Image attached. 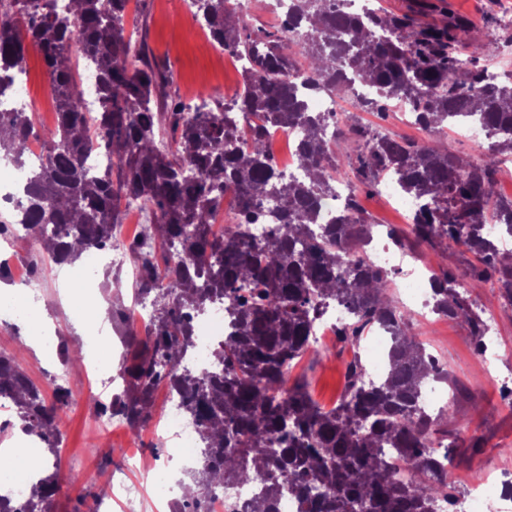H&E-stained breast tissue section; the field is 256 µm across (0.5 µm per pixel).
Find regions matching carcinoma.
<instances>
[{
  "label": "carcinoma",
  "instance_id": "obj_1",
  "mask_svg": "<svg viewBox=\"0 0 512 512\" xmlns=\"http://www.w3.org/2000/svg\"><path fill=\"white\" fill-rule=\"evenodd\" d=\"M128 2L0 0V97L12 93L31 43L42 51L58 108L55 128L41 136L45 157L20 211L0 221V230L23 226L64 264L116 242L121 200L156 217L134 249L136 287L152 296L155 313L141 332L126 326L132 346L121 369L125 387L103 414L136 429L150 419L161 382L179 394L202 450L194 470L200 489L176 502L174 512H200L214 489L254 480L263 482L264 495L244 512H274L285 490L304 512H434L440 499L455 503L445 475L455 445L441 438L427 445L440 433L442 413L420 405L423 388L448 382V371L410 332L414 316L389 293L388 273L369 260L376 225L361 215L353 190L336 204L333 221L321 225V206L338 198L336 182L344 179L336 141L345 133L329 132V116L309 111L307 98L332 92L363 112L403 104L430 135L485 128L491 143L480 164L360 124L348 134L361 182L377 189L390 181L414 203L415 242L438 257L450 243L465 248L481 264L477 275L512 303V260L501 249L512 239V199L495 188L500 155L512 154V72L489 83L481 65L499 45L468 40L461 17L421 27L367 4L346 10L344 0H269L271 12L286 10L285 23L251 33L239 28L230 0H190L213 41L246 62L242 91L231 101L191 105L168 95L172 75L154 70L144 45L125 34ZM73 56L95 79L90 101L78 89ZM278 129L303 132L298 177L278 170L269 147ZM34 131L31 113L0 111V159L25 164ZM162 132L172 139L167 150L156 144ZM95 143L112 165H86ZM229 195L237 214L218 237L210 226ZM267 197L277 202L271 213L279 224L257 240L249 225L264 217ZM458 288L453 272L439 267L430 310L466 322L481 353L482 317ZM216 300L224 301L232 327L214 353L222 370L178 372L193 345L190 312ZM334 301L350 312L340 329L346 342L356 343L373 322L394 329V345L380 383H367L354 360L345 395L327 410L305 381L289 376L314 322ZM0 396L16 407L21 429L56 454L69 389L56 385L54 401L46 402L14 352L0 355ZM412 461L418 469L400 481L396 465ZM57 485V472L42 476L15 512H44Z\"/></svg>",
  "mask_w": 512,
  "mask_h": 512
}]
</instances>
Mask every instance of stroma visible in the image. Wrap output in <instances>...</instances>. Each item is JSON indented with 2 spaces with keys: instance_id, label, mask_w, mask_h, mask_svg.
Masks as SVG:
<instances>
[{
  "instance_id": "stroma-1",
  "label": "stroma",
  "mask_w": 512,
  "mask_h": 512,
  "mask_svg": "<svg viewBox=\"0 0 512 512\" xmlns=\"http://www.w3.org/2000/svg\"><path fill=\"white\" fill-rule=\"evenodd\" d=\"M387 13L414 17L424 26L447 22L449 14L470 19L469 35L473 40H505L498 22L512 14V0H373ZM127 34L143 41L150 61L158 68L171 71L168 88L172 97L187 103L201 98L224 101L233 99L242 89V76L234 57L216 46L199 22L185 12L182 0H138L126 15ZM339 122L348 127L361 124L379 129L392 137L416 140L424 131L412 125L404 110L389 108L383 115L359 112L349 103L338 102ZM346 184L357 188L366 217L376 224L404 225L402 211L385 192L360 188L355 170H348ZM446 263L457 275L462 294L473 306L494 312L499 325L495 346L486 356L475 350V339L465 323L431 316L429 322L414 321L411 332L435 355L463 389L448 415L440 422L441 430L455 438L458 447L451 457L448 481L460 487L478 479L492 468L512 469V400L501 394L498 377L512 371V305L506 303L498 289L477 277V261L472 253L454 246L449 248ZM66 281L62 269L44 271V289L49 322L54 335L76 349L83 327L93 321L100 307L89 304L86 314L63 294ZM35 331L0 323V349L21 351L22 366L39 387L46 401L54 399V384L61 381L70 390L83 385L81 363L47 358L45 353L29 348ZM355 355L343 342H335L319 351L304 354L293 370L305 376L312 398L325 408L339 402L345 387L346 368ZM102 389H94L90 398H71L59 412V453L56 459L60 489L53 502L54 512H87L91 503L102 505V512H126L124 506L106 500L111 479L136 481L124 459L125 450L146 456L163 457V448L149 432L132 436L120 420H113L112 430L99 432L96 420L101 415ZM113 447V454L100 452V445Z\"/></svg>"
}]
</instances>
